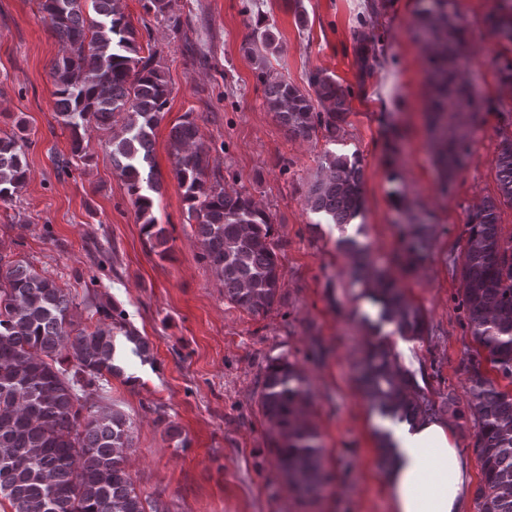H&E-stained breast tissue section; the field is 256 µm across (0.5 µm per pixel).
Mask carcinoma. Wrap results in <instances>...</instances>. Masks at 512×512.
<instances>
[{
  "mask_svg": "<svg viewBox=\"0 0 512 512\" xmlns=\"http://www.w3.org/2000/svg\"><path fill=\"white\" fill-rule=\"evenodd\" d=\"M415 28L431 46L429 94L425 112L436 161L448 180L469 150L466 117L497 112L512 126V106L503 100H482L460 77L465 29L448 16V0H420ZM147 14L177 30L176 0H141ZM63 54L52 64L56 114L69 131L70 165L93 159L89 133L111 134L112 168L156 246L168 243L167 230L156 223L155 195L161 178L153 164L154 129L167 111L171 88L154 62L140 55V35L126 19L121 0H39ZM492 34L512 44V0H494L487 14ZM245 51L263 84L265 104L286 132L308 139L320 133L335 142L350 114L349 91L317 68L307 76L303 92L285 78L267 73L268 56L281 51L275 26L266 16L249 15ZM355 56L364 74L384 51L363 29L354 33ZM501 88L512 92V59L496 60ZM472 102L467 111L464 102ZM193 113L170 131L173 174L182 189L185 221L194 227L200 254L224 286V298L242 310L260 314L282 303L279 252L270 215L243 192L224 191V176L212 166L210 149L198 143ZM23 121L0 136V201L20 196L29 179ZM322 178L306 191L307 209L342 233L338 249L350 262L354 281L376 306V316L362 321L374 330L392 326V333L421 340L430 335L422 310L411 304L399 283L372 259L359 240L365 228L356 220L364 213V170L357 157L327 151ZM500 197L488 199L466 218L467 241L461 254L463 291L460 305L475 350L465 361L476 426L475 451L483 478L476 489L480 512H512V393L499 388L482 369L491 365L512 381V238L499 224V207L512 206V134L498 146ZM357 224L354 232L348 226ZM400 263L416 270L432 247L431 225L412 221L401 228ZM96 275L85 284L84 309L97 317L94 330L80 326V304L67 288L14 260L0 245V498L12 512H169L137 490L126 467L133 448V421L124 412L101 404L110 378L123 372L116 363L113 329L124 328L117 306L104 304L91 291ZM133 353L150 359L148 340L134 330L124 332ZM357 380L372 407L394 423L435 417L456 405L448 394L436 400L401 370L383 339L369 344L357 365ZM311 390L302 370L285 355L268 359L263 370L258 407L276 431L272 453L280 475L302 505H312L325 487L323 448L307 419Z\"/></svg>",
  "mask_w": 512,
  "mask_h": 512,
  "instance_id": "cac0c4a2",
  "label": "carcinoma"
}]
</instances>
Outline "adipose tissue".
Returning <instances> with one entry per match:
<instances>
[{
	"mask_svg": "<svg viewBox=\"0 0 512 512\" xmlns=\"http://www.w3.org/2000/svg\"><path fill=\"white\" fill-rule=\"evenodd\" d=\"M454 437L453 428L440 418L397 434L399 448L385 474L393 512H466L469 462Z\"/></svg>",
	"mask_w": 512,
	"mask_h": 512,
	"instance_id": "1",
	"label": "adipose tissue"
}]
</instances>
